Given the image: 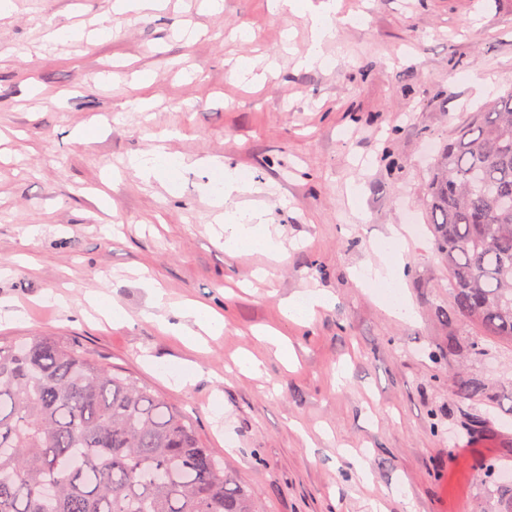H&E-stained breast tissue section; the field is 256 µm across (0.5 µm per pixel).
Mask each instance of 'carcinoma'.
Returning a JSON list of instances; mask_svg holds the SVG:
<instances>
[{
  "label": "carcinoma",
  "instance_id": "carcinoma-1",
  "mask_svg": "<svg viewBox=\"0 0 512 512\" xmlns=\"http://www.w3.org/2000/svg\"><path fill=\"white\" fill-rule=\"evenodd\" d=\"M425 207L449 319L512 342V90L438 155ZM0 512H260L148 384L46 332L0 339Z\"/></svg>",
  "mask_w": 512,
  "mask_h": 512
}]
</instances>
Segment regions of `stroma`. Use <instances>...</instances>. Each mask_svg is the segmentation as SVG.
Wrapping results in <instances>:
<instances>
[{"label": "stroma", "instance_id": "stroma-1", "mask_svg": "<svg viewBox=\"0 0 512 512\" xmlns=\"http://www.w3.org/2000/svg\"><path fill=\"white\" fill-rule=\"evenodd\" d=\"M12 2L0 17V300L18 316L0 319V338L46 331L141 379L189 414L262 512H504L512 344L448 322L422 201L437 149L512 88V0H339L331 63L312 69L299 60L322 0L278 13L223 0L218 14L165 0L139 19L113 15V0ZM76 25L82 36L64 37ZM158 147L187 161L171 182L126 167ZM208 157L248 173L254 192L218 202ZM236 208L259 213L287 260L225 251L219 217ZM393 228L410 322L350 277L379 263ZM150 279L168 293L160 318L201 303L223 313V334L197 349L162 332ZM306 290L332 297L307 327L282 306ZM91 295L127 322L105 323ZM267 326L295 365L259 338ZM248 353L262 377L236 366ZM179 368L197 372L188 390L167 383ZM466 379L478 396L459 398ZM480 463L497 476L476 481Z\"/></svg>", "mask_w": 512, "mask_h": 512}]
</instances>
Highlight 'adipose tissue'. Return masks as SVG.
Listing matches in <instances>:
<instances>
[{"instance_id":"obj_1","label":"adipose tissue","mask_w":512,"mask_h":512,"mask_svg":"<svg viewBox=\"0 0 512 512\" xmlns=\"http://www.w3.org/2000/svg\"><path fill=\"white\" fill-rule=\"evenodd\" d=\"M224 224L230 231L224 240L225 250L236 254L258 250L286 260L280 242L266 231L257 213L231 211L225 213ZM356 277L383 298L386 307L399 319L410 321L415 318L413 304L403 291L404 260L398 236L386 238L381 265L358 271Z\"/></svg>"}]
</instances>
